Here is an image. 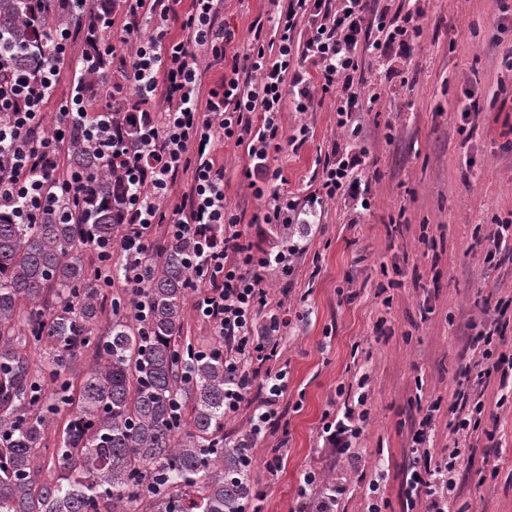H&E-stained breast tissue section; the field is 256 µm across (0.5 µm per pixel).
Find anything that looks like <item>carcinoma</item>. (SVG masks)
Listing matches in <instances>:
<instances>
[{"label":"carcinoma","instance_id":"carcinoma-1","mask_svg":"<svg viewBox=\"0 0 512 512\" xmlns=\"http://www.w3.org/2000/svg\"><path fill=\"white\" fill-rule=\"evenodd\" d=\"M50 22L99 42L94 20L52 0H0V52L14 69L40 66ZM109 64L98 55L76 95L96 97ZM101 119L138 147V126L122 101L101 118L88 113L66 141V175L78 180L77 193L29 224L0 211V512H240L255 500L243 465L251 448L241 438L224 441V355L202 356L184 336L195 281L183 261L186 244L154 246L158 257L141 285L127 287L128 302L106 299L98 272L83 261L95 241H121L130 194L85 135L84 126ZM279 229L297 247L309 225ZM140 300L143 319L135 314ZM31 342L45 343L47 369L32 367ZM81 350L92 351L93 366L76 380L67 370ZM63 408L69 419L51 439ZM48 454L53 478L44 474Z\"/></svg>","mask_w":512,"mask_h":512}]
</instances>
